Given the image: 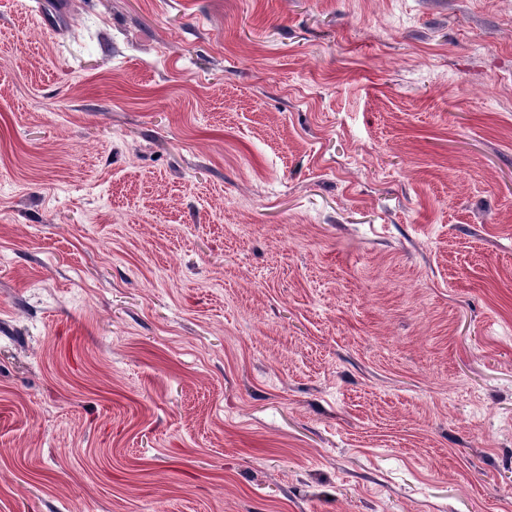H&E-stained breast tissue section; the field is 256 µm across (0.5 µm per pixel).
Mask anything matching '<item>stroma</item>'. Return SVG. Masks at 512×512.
Wrapping results in <instances>:
<instances>
[{
  "label": "stroma",
  "mask_w": 512,
  "mask_h": 512,
  "mask_svg": "<svg viewBox=\"0 0 512 512\" xmlns=\"http://www.w3.org/2000/svg\"><path fill=\"white\" fill-rule=\"evenodd\" d=\"M0 512H512V0H0Z\"/></svg>",
  "instance_id": "obj_1"
}]
</instances>
